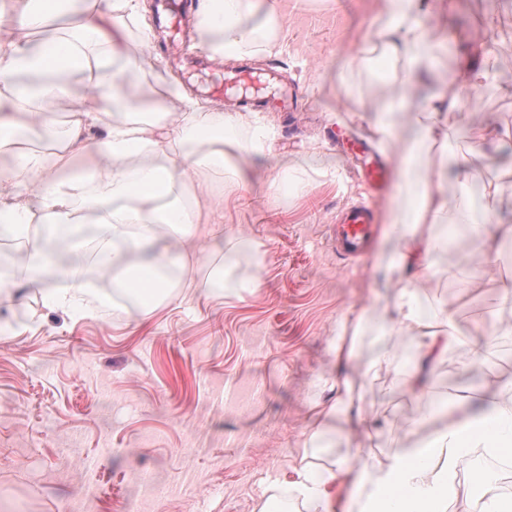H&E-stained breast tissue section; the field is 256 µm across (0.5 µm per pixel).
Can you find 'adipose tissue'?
Segmentation results:
<instances>
[{
  "label": "adipose tissue",
  "instance_id": "1",
  "mask_svg": "<svg viewBox=\"0 0 512 512\" xmlns=\"http://www.w3.org/2000/svg\"><path fill=\"white\" fill-rule=\"evenodd\" d=\"M61 0H9L0 10V223L25 238L22 273L45 307L102 315L133 311L147 317L177 291L191 287L195 269L206 272L205 297L234 294L235 248L213 258L207 248L183 252L181 243L200 239L204 224L223 223L224 195L244 184V162L271 150L275 130L258 112L230 114L189 96L171 79L154 52L153 29L144 0H79L75 15L61 22ZM384 18L376 40L362 51L381 65L399 66V78L433 74L441 40L436 39L429 0H377ZM195 40L217 58L280 52L283 15L279 0H198ZM499 45H481V62L465 67L462 82L480 98L496 82ZM147 80L151 110L129 91L128 77ZM48 98L68 104L57 122L40 112ZM455 99L439 98L410 111L405 123L393 113L373 116L381 143L403 141L397 170L398 197L384 220L402 245L395 265L415 271L400 289L390 321L413 328L417 363L402 371L412 392H428L423 367L456 348L465 369L485 367L495 338L480 332L456 334V312L448 303L429 305L420 279L435 277L436 255L459 224L477 237L512 240V224L492 221L490 205L499 193L486 185L474 197L468 173L482 154H456L461 170L453 193L425 179L410 181L423 160L445 155L439 138ZM93 231L72 261L60 264L56 239L84 226ZM94 259L112 275V287H96L84 267ZM372 316L367 309L340 318L331 355L342 373L336 397L317 405L305 434L306 449L295 465L288 497L303 512H334L332 488L357 494L358 512H512V497L487 491L472 500L458 480L474 449L512 456V377L499 381L471 411L468 397L425 444L400 446L384 455L354 442L361 426L354 416V386L346 372ZM344 433V454L314 469L309 449L328 429Z\"/></svg>",
  "mask_w": 512,
  "mask_h": 512
}]
</instances>
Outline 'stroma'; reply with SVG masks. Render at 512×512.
Segmentation results:
<instances>
[{
  "mask_svg": "<svg viewBox=\"0 0 512 512\" xmlns=\"http://www.w3.org/2000/svg\"><path fill=\"white\" fill-rule=\"evenodd\" d=\"M362 2L280 0L282 51L251 59L301 91L296 112L267 109L277 132L271 152L248 161L249 189L225 197L224 234L211 241L217 254L229 237L252 239L263 262L241 256L237 274L258 279V287L223 301L186 288L144 322L53 311L25 287L15 304L0 307V321L20 329L0 337V503L8 512H59L91 487L95 512H257L258 503L285 493L312 405L336 395L334 324L362 307L389 316L400 285L388 269L400 242L387 226L358 260L329 245V227L346 205L369 199L379 214L399 188L392 172L367 194L335 134L374 142L373 113L396 111L403 101L420 108L437 93L457 96L462 115L448 150L482 152L472 180L499 185L493 218L512 223V95L491 91L474 101L453 81L459 60L475 56L492 33L484 25L491 12L502 39L498 78L512 85V0H459L439 23L449 40L440 62L445 79L414 86L376 76L362 60V42L376 34ZM198 54L190 34L158 52L189 95L224 106L195 81L190 60ZM321 80L322 95L314 88ZM284 163L306 169L303 191L270 190V172ZM439 268L423 285L428 299L452 305L462 333L494 326L484 295L494 278L512 273V260L466 283L472 257L463 225ZM413 336L402 325L364 336L349 371L362 393L354 403L363 420L357 441L377 452L396 447L405 418L443 413L449 390L480 392L512 376L505 330L480 382L451 351L437 365L431 395L412 394L398 385L397 366L412 357ZM379 351L391 352L393 363L365 375ZM153 476L167 485L166 499H153Z\"/></svg>",
  "mask_w": 512,
  "mask_h": 512,
  "instance_id": "35a3bbf8",
  "label": "stroma"
}]
</instances>
